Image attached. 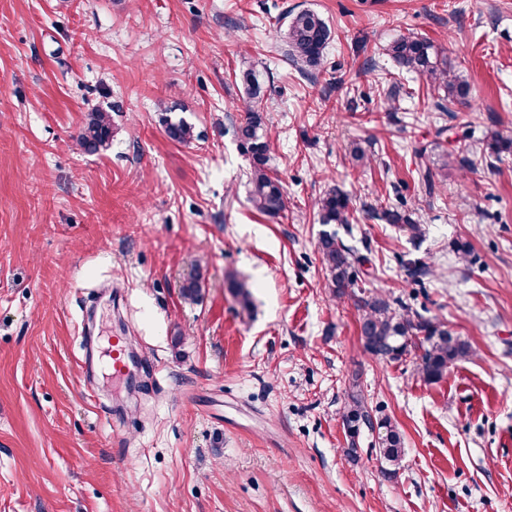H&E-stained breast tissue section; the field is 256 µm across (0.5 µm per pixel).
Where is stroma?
<instances>
[{
  "label": "stroma",
  "instance_id": "1",
  "mask_svg": "<svg viewBox=\"0 0 512 512\" xmlns=\"http://www.w3.org/2000/svg\"><path fill=\"white\" fill-rule=\"evenodd\" d=\"M302 9L334 35L306 76L274 36ZM409 33L468 103L439 111L393 64ZM248 68L282 217L248 201ZM95 108L115 133L88 154L74 137ZM495 131L512 136V0H0V512H512V152L490 158ZM446 152L466 165L426 194L418 170ZM334 187L364 294L471 344L442 380L368 353L354 297L327 288L314 201ZM400 197L419 240L378 217ZM117 335L136 382L106 370ZM356 380L403 436L393 474L371 431L344 453ZM165 132L171 140L182 144H189L195 139L194 126L184 118H166Z\"/></svg>",
  "mask_w": 512,
  "mask_h": 512
}]
</instances>
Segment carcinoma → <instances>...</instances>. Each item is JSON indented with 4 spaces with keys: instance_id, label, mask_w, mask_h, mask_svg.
<instances>
[{
    "instance_id": "obj_1",
    "label": "carcinoma",
    "mask_w": 512,
    "mask_h": 512,
    "mask_svg": "<svg viewBox=\"0 0 512 512\" xmlns=\"http://www.w3.org/2000/svg\"><path fill=\"white\" fill-rule=\"evenodd\" d=\"M284 25L285 30H277V36L285 41L288 47L286 56L292 66L302 73L319 66L331 40L332 31L328 24L316 12L302 10L284 20ZM387 54L400 69L424 77L433 90L443 92L438 97L439 108H444L446 102L452 104L466 100L468 85L448 70L430 41L416 36H401L390 43ZM243 84L245 116L235 127L234 134L252 158L248 172L251 185L249 202L257 212L279 217L288 211V197L281 181L271 174L268 165L271 133L265 125L261 87L250 70L243 72ZM165 132L171 140L182 144H189L195 139L194 126L183 118L166 119ZM112 137V114L97 108L86 114L76 143L87 153H99L109 149ZM314 207L322 224L352 223L349 198L335 188L325 191L315 201ZM383 218L389 224L407 229L413 238L423 233L417 210L405 207L403 202L384 210ZM318 253L333 297L343 298L347 289L358 283L356 265L362 259L356 256L353 247L334 233L321 235ZM229 284L232 294L241 303L248 304L250 286L234 275L229 277ZM359 303L363 310L360 331L365 350L374 356L392 360L414 356L417 370L427 382L441 380L451 365L470 356L469 345L457 337H450L447 326L424 318L408 306L401 304L395 309L388 299L379 295L362 297ZM342 421L350 430L346 455L354 454L362 427L376 425L378 433L374 447L378 448L379 456L390 464L399 463L404 452L399 430L387 419L372 423L362 390L357 385L347 394Z\"/></svg>"
}]
</instances>
